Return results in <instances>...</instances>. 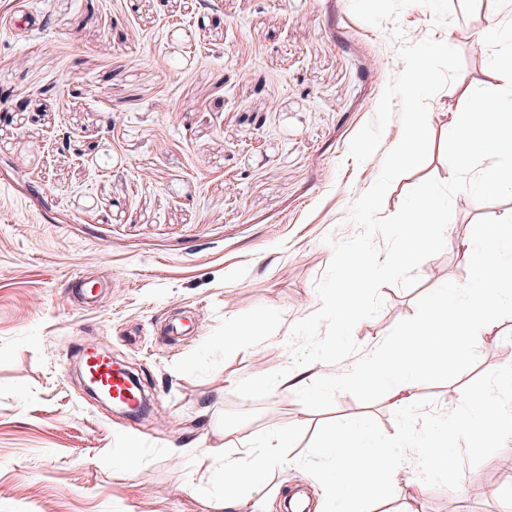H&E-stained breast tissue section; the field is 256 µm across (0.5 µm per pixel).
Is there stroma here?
<instances>
[{
	"label": "stroma",
	"instance_id": "1",
	"mask_svg": "<svg viewBox=\"0 0 512 512\" xmlns=\"http://www.w3.org/2000/svg\"><path fill=\"white\" fill-rule=\"evenodd\" d=\"M26 8L47 24L22 26ZM486 16L485 0H0V512H220L212 469L272 433L287 434L288 455L264 492L284 512V495L325 498L296 463L320 425L369 416L395 433L385 383L355 368L388 334L403 347L398 328L436 289L474 278L457 243L504 231L512 199L454 208L419 283L382 287L380 312L356 325L358 355L308 365L314 387L332 382L327 395L254 400L235 387L289 364L291 326L320 306L329 241L357 233L351 207L401 122L364 162L350 142L404 70L400 47L427 38L463 68L429 99L428 157L393 182L380 217L422 181H447L449 106L498 86ZM64 131L87 161L52 148ZM79 274L100 286L92 307ZM184 316L194 332L171 342L165 326ZM243 316L262 320L259 348L225 342ZM493 321L435 361L419 391L435 410L512 365V309ZM93 343L144 379L152 421L83 394L72 369ZM461 483L427 486L410 452L371 512H512V439Z\"/></svg>",
	"mask_w": 512,
	"mask_h": 512
}]
</instances>
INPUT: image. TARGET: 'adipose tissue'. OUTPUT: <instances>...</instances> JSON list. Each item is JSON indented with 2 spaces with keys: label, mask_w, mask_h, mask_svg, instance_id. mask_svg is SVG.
I'll use <instances>...</instances> for the list:
<instances>
[{
  "label": "adipose tissue",
  "mask_w": 512,
  "mask_h": 512,
  "mask_svg": "<svg viewBox=\"0 0 512 512\" xmlns=\"http://www.w3.org/2000/svg\"><path fill=\"white\" fill-rule=\"evenodd\" d=\"M460 293V299L454 301L449 300L447 290L435 293L426 315L405 330L415 341L413 349H391L389 340L385 339L359 366V374L391 381L386 393L391 405L405 406L414 401L421 385L417 373L419 359L442 357L455 342L490 332L491 313L500 308L503 289L485 288L478 279L462 287ZM285 446V438L275 434L263 445L245 450L242 457L225 462L213 479L221 490L224 512H236L242 500L257 496L272 480L270 463L284 457Z\"/></svg>",
  "instance_id": "obj_1"
}]
</instances>
